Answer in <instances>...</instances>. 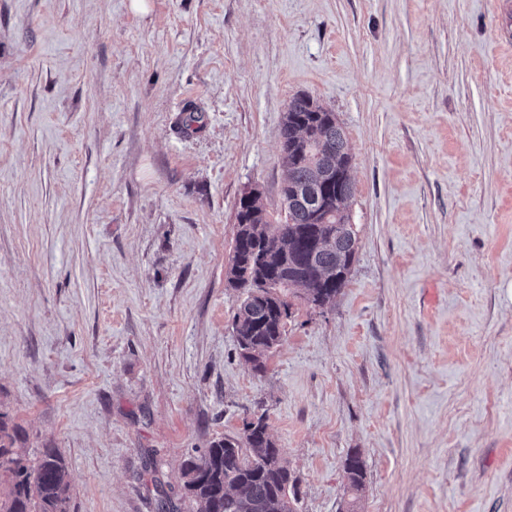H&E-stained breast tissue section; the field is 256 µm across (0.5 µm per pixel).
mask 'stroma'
Returning a JSON list of instances; mask_svg holds the SVG:
<instances>
[{
    "instance_id": "35a3bbf8",
    "label": "stroma",
    "mask_w": 512,
    "mask_h": 512,
    "mask_svg": "<svg viewBox=\"0 0 512 512\" xmlns=\"http://www.w3.org/2000/svg\"><path fill=\"white\" fill-rule=\"evenodd\" d=\"M299 93L358 248L258 373L226 271L248 188L284 219ZM0 414L69 512H159L260 416L299 512L353 449L363 512H512V0H0Z\"/></svg>"
}]
</instances>
